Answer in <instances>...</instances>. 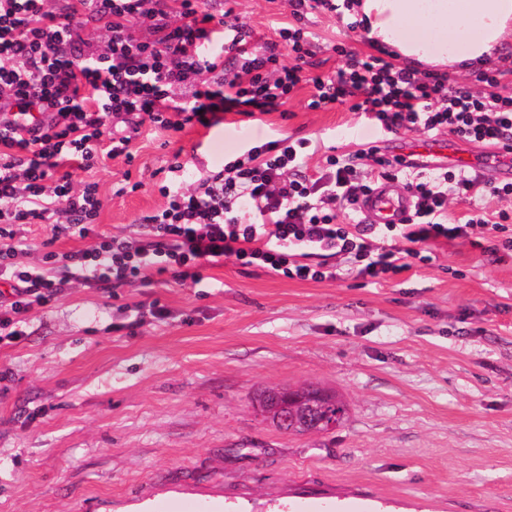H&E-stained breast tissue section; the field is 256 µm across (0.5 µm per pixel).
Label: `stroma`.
<instances>
[{
    "label": "stroma",
    "instance_id": "obj_1",
    "mask_svg": "<svg viewBox=\"0 0 512 512\" xmlns=\"http://www.w3.org/2000/svg\"><path fill=\"white\" fill-rule=\"evenodd\" d=\"M207 6L234 9L259 46L289 16L287 0ZM305 23L320 71L341 63L330 44L371 50L335 16ZM308 94L258 122L231 112L208 130L143 129L133 164L76 172L99 184V230L137 236L139 216L164 204L155 172L176 152L190 186L260 140L311 139L313 175L329 150L379 139L395 153L420 139L380 135L344 106L307 110ZM20 237L18 262L38 272L48 252L86 245L47 224ZM202 274L112 297L74 280L18 315L19 339L0 345V512H512V258L491 262L459 239L376 284L247 273L229 259ZM155 300L165 319L142 317ZM303 385L337 394L345 422L291 434L256 417L262 390Z\"/></svg>",
    "mask_w": 512,
    "mask_h": 512
}]
</instances>
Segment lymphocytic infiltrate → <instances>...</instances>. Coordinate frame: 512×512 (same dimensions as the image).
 Listing matches in <instances>:
<instances>
[{
    "instance_id": "f902f5d3",
    "label": "lymphocytic infiltrate",
    "mask_w": 512,
    "mask_h": 512,
    "mask_svg": "<svg viewBox=\"0 0 512 512\" xmlns=\"http://www.w3.org/2000/svg\"><path fill=\"white\" fill-rule=\"evenodd\" d=\"M288 5L278 40L259 50L247 23L227 22L204 0H68L61 12L47 0H0V280L11 296L0 310V343L17 339L15 315L46 307L89 267L109 294L156 274L197 284L204 264L224 258L244 269L323 282L337 279V257L357 275L384 280L408 270L420 247L458 239L476 247L490 233L496 241L484 247L488 256H512V181L452 164L427 173L376 144L326 155L312 178L308 140L288 137L250 146L191 188L178 177L181 163L172 162L159 186L165 203L139 217L138 237L98 231L99 185L73 183L74 173L96 168L104 156L133 163L131 143L143 128L209 129L230 112L265 115L304 84L311 88L308 110L345 105L383 134H449L512 154V95L500 91L507 71H482L475 89L336 44L342 65L313 75L306 15L340 17L353 0ZM85 17L105 31L102 50L87 45ZM143 22L153 38L137 35ZM382 180L412 194L408 222L346 223ZM481 185L504 208L488 210L475 194ZM455 198L469 207L453 217L448 204ZM244 205L251 221L240 215ZM25 224H48L55 235L95 243L60 254V275L34 272L17 262L16 229Z\"/></svg>"
}]
</instances>
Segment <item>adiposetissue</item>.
Segmentation results:
<instances>
[{
  "instance_id": "adipose-tissue-1",
  "label": "adipose tissue",
  "mask_w": 512,
  "mask_h": 512,
  "mask_svg": "<svg viewBox=\"0 0 512 512\" xmlns=\"http://www.w3.org/2000/svg\"><path fill=\"white\" fill-rule=\"evenodd\" d=\"M368 40L411 63L464 75L512 41V0H356Z\"/></svg>"
}]
</instances>
